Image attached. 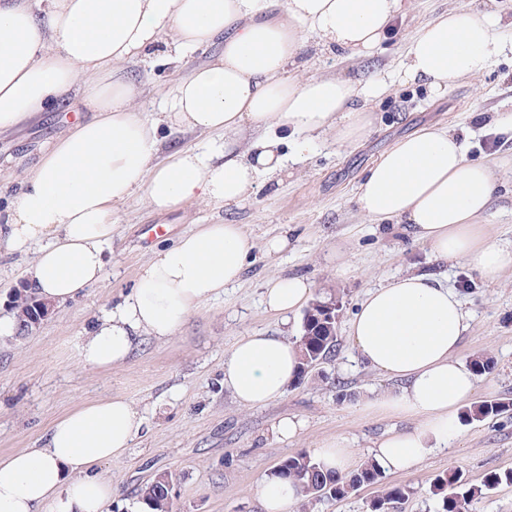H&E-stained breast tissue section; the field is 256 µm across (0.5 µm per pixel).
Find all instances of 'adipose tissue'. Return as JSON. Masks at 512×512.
<instances>
[{
    "label": "adipose tissue",
    "mask_w": 512,
    "mask_h": 512,
    "mask_svg": "<svg viewBox=\"0 0 512 512\" xmlns=\"http://www.w3.org/2000/svg\"><path fill=\"white\" fill-rule=\"evenodd\" d=\"M0 0V132L64 102L84 80L85 116L46 147L4 216L0 243L37 246L25 279L40 298L76 300L97 283L112 239V215L133 195L160 212L189 203L240 205L261 180L282 175L291 157L335 133L361 140L372 125L359 100L381 83L293 71L308 38L365 56L414 7L413 0ZM223 38L213 61L180 79L162 112L137 102L124 63L158 43L184 55ZM507 44L491 15L438 14L411 38L399 77L442 94L482 73ZM204 135V142L159 156L161 127ZM496 183L487 164L467 159L459 137L430 125L398 139L369 167L356 195L376 221L398 219L436 256L463 259L488 281L512 269V246L490 242L479 220ZM253 244L238 224H206L156 251L132 292L91 319L79 346L84 365L123 364L150 334L168 340L202 302L238 283ZM312 294L303 278H277L268 309L289 313ZM470 326L459 296L429 273L386 280L359 304L350 336L361 361L397 381V391L367 409L416 419L406 433L373 445L387 470H414L458 430V410L476 376L458 351ZM301 370L297 347L252 332L224 359V386L244 409L280 398ZM133 404L112 397L81 405L49 427L37 448L0 458V512H105L111 480L97 466L121 460L140 433Z\"/></svg>",
    "instance_id": "obj_1"
}]
</instances>
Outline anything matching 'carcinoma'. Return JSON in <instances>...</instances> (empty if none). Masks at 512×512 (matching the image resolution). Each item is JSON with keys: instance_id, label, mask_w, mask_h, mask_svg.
<instances>
[{"instance_id": "cac0c4a2", "label": "carcinoma", "mask_w": 512, "mask_h": 512, "mask_svg": "<svg viewBox=\"0 0 512 512\" xmlns=\"http://www.w3.org/2000/svg\"><path fill=\"white\" fill-rule=\"evenodd\" d=\"M16 319L24 320L33 312V296L30 290L18 289L11 297ZM334 301H315L306 310L302 333L296 341L302 363L315 359H327L336 346V323L329 322L326 311ZM512 413V400L496 398L481 400L464 409L461 417L467 422L479 421L489 416ZM274 479L289 482L301 500L316 501L321 498L341 500L362 486L375 485L377 494L367 504L369 512H389L409 495V489L384 482V470L371 460L348 475L322 468L314 455L301 451L284 459L271 473ZM503 483L512 484V470L489 474L480 484L467 482L463 475L449 471L433 480V493L439 498L438 512H472L473 504L487 491ZM174 485L173 475L163 472L147 483L140 492V500L147 512H170L172 496L169 487Z\"/></svg>"}]
</instances>
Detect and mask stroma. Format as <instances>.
Wrapping results in <instances>:
<instances>
[{"label":"stroma","mask_w":512,"mask_h":512,"mask_svg":"<svg viewBox=\"0 0 512 512\" xmlns=\"http://www.w3.org/2000/svg\"><path fill=\"white\" fill-rule=\"evenodd\" d=\"M463 7L495 13L500 30L512 31V0H417L371 56L348 59L313 42L303 50L309 74L391 84V93L372 106L375 129L357 145L344 147L329 136L317 140L290 163L288 177L267 181L244 206L228 212L198 203L158 212L136 198L120 206L112 216L101 281L76 300L53 306L28 335H0V457L39 447L49 426L76 407L120 396L140 412L144 425L122 462L101 467L114 491L108 512H130L141 487L161 472L175 477L172 512H262L258 486L288 456L344 438L364 461L375 441L414 428L413 419L364 410L365 400L387 393L393 383L360 361L349 336L352 315L367 292L409 273H434L470 312L460 356L494 360L491 372L477 376L474 401L512 398V269L486 283L464 260L436 258L404 225L372 222L355 205L367 168L382 152L417 127L439 123L459 132L468 157L501 159L495 171L499 190L482 223L490 241L512 244V124L506 120L512 114V51L480 75L449 85L439 98L398 81L409 36L437 14ZM222 48L218 41L180 60L160 51L130 64L142 109L161 111L177 81ZM82 115L76 106L53 109L0 134L1 206L45 146ZM488 137L498 139L495 151L482 149ZM224 221L241 225L254 244L239 284L201 304L177 337L142 340L120 366H84L77 345L86 319L120 302L156 249L200 225ZM274 236L286 237L288 244L269 256L264 243ZM35 257L34 249L0 245V321H13L9 295L24 283V270ZM288 276L307 278L313 298L339 300L335 354L291 383L280 399L241 409L224 387V358L252 331L291 341L300 336L303 311L285 317L263 303L267 282ZM286 414L304 425L290 441L273 432ZM451 469L474 484L488 473L512 469V415L461 424L450 446L437 449L416 471L386 473L385 481L410 487L401 512H437L430 482Z\"/></svg>","instance_id":"35a3bbf8"}]
</instances>
